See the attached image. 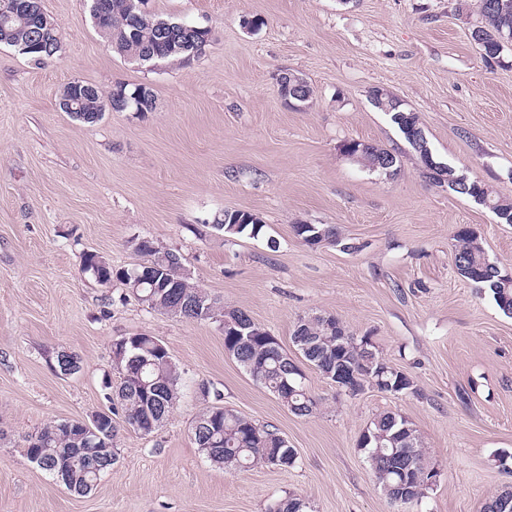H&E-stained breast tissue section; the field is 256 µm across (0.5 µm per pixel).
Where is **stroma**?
Wrapping results in <instances>:
<instances>
[{
    "label": "stroma",
    "instance_id": "1",
    "mask_svg": "<svg viewBox=\"0 0 512 512\" xmlns=\"http://www.w3.org/2000/svg\"><path fill=\"white\" fill-rule=\"evenodd\" d=\"M41 4L60 31L57 57L38 65L0 45V512H267L290 495L312 512H483L512 485L498 463L512 456V315L457 275L453 235L471 226L512 269V224L429 183L370 96L389 90L443 162L512 196V51L485 64L469 39L477 0H146L152 16L210 27L212 39L189 62L145 66L96 31L89 0ZM285 70L310 84L307 103L281 98ZM74 80L105 96L147 85L157 108L79 122L59 107ZM351 139L396 152L397 173L350 160ZM228 210L258 216L262 233L215 231ZM298 222L336 226L339 240L308 247ZM140 238L180 253L194 281L292 359L297 322L331 314L413 390L350 396L308 366L320 408L294 415L225 353L222 326L150 309L83 272L90 252L134 267ZM136 333L178 365L177 402L152 434L119 424L117 462L89 493L71 492L27 458L26 441L111 410L112 343ZM61 349L78 355V373L54 368ZM204 386L274 426L295 466L235 471L205 458L192 433ZM383 412L413 424L441 471L422 500L391 502L358 446Z\"/></svg>",
    "mask_w": 512,
    "mask_h": 512
}]
</instances>
